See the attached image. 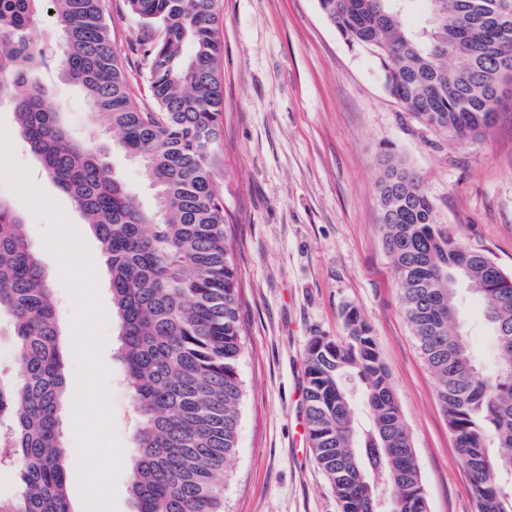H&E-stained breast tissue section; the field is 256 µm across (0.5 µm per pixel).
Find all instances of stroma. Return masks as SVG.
I'll use <instances>...</instances> for the list:
<instances>
[{"label": "stroma", "instance_id": "1", "mask_svg": "<svg viewBox=\"0 0 512 512\" xmlns=\"http://www.w3.org/2000/svg\"><path fill=\"white\" fill-rule=\"evenodd\" d=\"M114 49L132 94L151 106L135 46L141 24L126 0H105ZM224 110L215 145V186L224 198L227 238L238 270L244 382L238 448L227 463L225 512H338L330 483L314 460L305 428V348L320 335L347 336L343 311L354 307L375 336L412 437L429 512H475L472 486L404 315L392 261L384 249L377 185L387 158L415 170L451 235L490 256L512 275V78L504 82L493 125L474 138H449L404 112L385 91L377 61L349 48L318 0H218ZM46 86L85 132L82 89L57 70ZM0 124L15 160L55 202L92 262L99 243L71 199L41 171L24 146L9 106ZM97 143L135 193L149 188L127 155L112 150L106 123ZM0 194L26 223L57 297L70 384L78 382L75 303L60 265L45 246L46 219L0 180ZM96 291L107 315L101 361L108 369L111 421L122 462L133 453V421L108 278ZM461 331L480 365L494 356L479 302L461 290ZM69 495L85 512L79 483L75 415L64 408Z\"/></svg>", "mask_w": 512, "mask_h": 512}]
</instances>
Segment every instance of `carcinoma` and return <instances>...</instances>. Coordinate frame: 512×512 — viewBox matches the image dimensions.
<instances>
[{
    "instance_id": "obj_1",
    "label": "carcinoma",
    "mask_w": 512,
    "mask_h": 512,
    "mask_svg": "<svg viewBox=\"0 0 512 512\" xmlns=\"http://www.w3.org/2000/svg\"><path fill=\"white\" fill-rule=\"evenodd\" d=\"M104 0H0V102L23 143L94 232L118 321L136 415L129 491L136 512H224L225 464L237 448L243 352L238 271L215 187L223 109L217 0H126L156 108L130 93ZM345 44L378 61L385 91L446 135L495 121L512 72V0H318ZM57 51L26 38L47 12ZM57 68L85 93L90 122L143 169L153 204L135 197L91 140L76 138L41 85ZM383 244L405 317L436 380L439 405L472 479L476 512H512V276L454 240L416 172L388 161L377 188ZM474 288L492 330L480 367L448 317V292ZM346 341L310 337L306 427L339 512H428L410 434L370 325L344 309ZM22 379L0 376V470L17 491L0 512H72L61 410L70 395L53 288L25 224L0 195V322Z\"/></svg>"
}]
</instances>
